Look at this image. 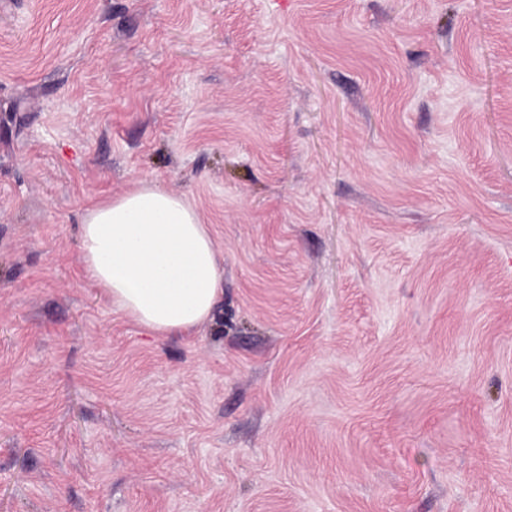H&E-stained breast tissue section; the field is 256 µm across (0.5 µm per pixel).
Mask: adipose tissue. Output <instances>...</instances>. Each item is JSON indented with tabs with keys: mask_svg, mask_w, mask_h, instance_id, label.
<instances>
[{
	"mask_svg": "<svg viewBox=\"0 0 512 512\" xmlns=\"http://www.w3.org/2000/svg\"><path fill=\"white\" fill-rule=\"evenodd\" d=\"M87 279L153 336L205 323L222 292L211 229L184 196L149 181L88 208L79 226Z\"/></svg>",
	"mask_w": 512,
	"mask_h": 512,
	"instance_id": "obj_1",
	"label": "adipose tissue"
}]
</instances>
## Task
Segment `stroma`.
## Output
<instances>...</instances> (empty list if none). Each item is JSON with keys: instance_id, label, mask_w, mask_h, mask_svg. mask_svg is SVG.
Instances as JSON below:
<instances>
[{"instance_id": "1", "label": "stroma", "mask_w": 512, "mask_h": 512, "mask_svg": "<svg viewBox=\"0 0 512 512\" xmlns=\"http://www.w3.org/2000/svg\"><path fill=\"white\" fill-rule=\"evenodd\" d=\"M142 179L186 335L84 275ZM0 512H512V0H0ZM87 279L151 336L205 323L222 292L210 224L182 195L149 181L88 208L79 224Z\"/></svg>"}]
</instances>
